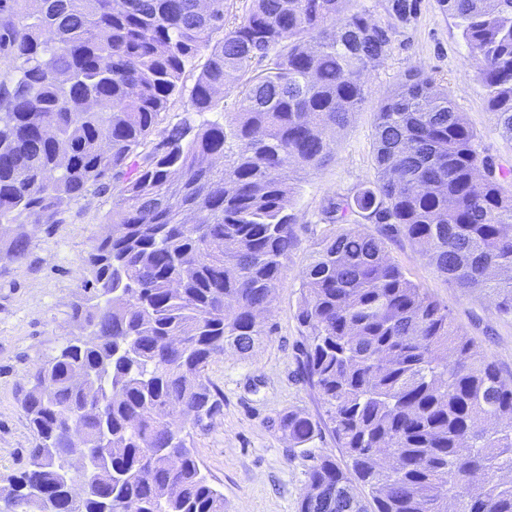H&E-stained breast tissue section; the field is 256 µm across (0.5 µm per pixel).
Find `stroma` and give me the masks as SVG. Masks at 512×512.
Masks as SVG:
<instances>
[{
    "mask_svg": "<svg viewBox=\"0 0 512 512\" xmlns=\"http://www.w3.org/2000/svg\"><path fill=\"white\" fill-rule=\"evenodd\" d=\"M414 18L400 22L389 0H357L371 19L392 30L388 55L365 73L366 102L343 130L334 132L335 156L302 175L288 211L298 244L285 267V286L271 303L267 321L275 332L246 355L228 350L213 359L208 378L221 390L220 412L206 426L185 421L183 433L203 472L224 494L227 512H299L314 458L339 455L326 430L304 448H294L274 424L287 410L325 417L320 396L304 378L300 362L307 340L296 318L301 274L316 244L329 233L328 199L346 198L376 177L373 153L376 107L411 71H420L448 91L479 137L480 150L512 169V141L499 130L487 93L455 21L438 0H418ZM111 194L87 193L65 206L52 227L19 216L30 236L26 261H0V487L28 465L33 436L21 409L29 374L67 341L84 336L71 317L82 301V259L108 230ZM390 257L407 276L447 308L471 337L479 355L512 381V317L500 316L482 292H463L430 264L421 246L398 236L387 240Z\"/></svg>",
    "mask_w": 512,
    "mask_h": 512,
    "instance_id": "obj_1",
    "label": "stroma"
}]
</instances>
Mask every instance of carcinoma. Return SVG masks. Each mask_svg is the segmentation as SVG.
Returning <instances> with one entry per match:
<instances>
[{
	"instance_id": "1",
	"label": "carcinoma",
	"mask_w": 512,
	"mask_h": 512,
	"mask_svg": "<svg viewBox=\"0 0 512 512\" xmlns=\"http://www.w3.org/2000/svg\"><path fill=\"white\" fill-rule=\"evenodd\" d=\"M0 0V258L24 262L14 214L52 227L89 191L113 195L84 259L88 330L38 366L21 401L29 465L0 512H224L182 436L220 412L215 357L273 335L258 313L284 287L298 239L291 174L335 153L327 133L366 101L390 29L353 0ZM457 21L502 135L512 141V0H439ZM409 19L417 0H392ZM51 38H44V33ZM206 55L189 112L158 129L186 68ZM237 91L229 124L218 92ZM375 182L329 200L424 247L436 271L512 316V170L479 150L448 88L405 76L377 106ZM304 376L345 458H317L299 512H512V383L385 242L353 224L325 235L301 283ZM294 448L316 424L288 411ZM83 430L94 480L69 499L65 450Z\"/></svg>"
}]
</instances>
